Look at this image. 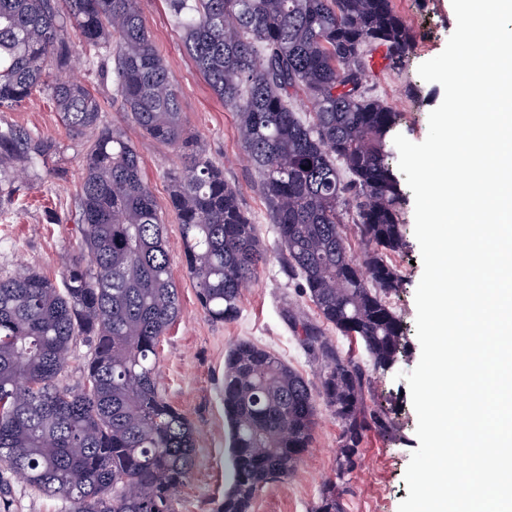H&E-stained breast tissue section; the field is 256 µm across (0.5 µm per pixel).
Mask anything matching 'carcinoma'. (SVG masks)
Returning a JSON list of instances; mask_svg holds the SVG:
<instances>
[{
	"label": "carcinoma",
	"mask_w": 512,
	"mask_h": 512,
	"mask_svg": "<svg viewBox=\"0 0 512 512\" xmlns=\"http://www.w3.org/2000/svg\"><path fill=\"white\" fill-rule=\"evenodd\" d=\"M198 71L235 112L244 153L277 231L278 258L321 324L299 341L320 362L318 386L249 340L224 359L230 460L218 512H249L256 492L295 472L311 447L319 406L339 426L335 478L315 512H344L340 486L371 433L402 440L393 408L366 402L374 375L411 346L391 306L406 276L391 256L407 246L406 193L392 153L404 113L366 87L369 57L404 69L422 42L395 0H167ZM85 59L144 134L173 149L170 207L206 316L237 318L243 290L268 261L224 169L185 128L178 89L140 0H0V110L49 84L64 125L92 134L82 160L80 254L60 284L25 269L0 278V463L59 496L69 512H175L195 460L191 422L162 395L158 346L180 315L165 224L127 135L102 124L88 86L68 76ZM305 96L311 111L294 101ZM58 142L0 126V206L24 176L42 179ZM364 249L359 263L350 237ZM360 343L364 366L321 325ZM92 345L75 388L59 384L71 347Z\"/></svg>",
	"instance_id": "obj_1"
}]
</instances>
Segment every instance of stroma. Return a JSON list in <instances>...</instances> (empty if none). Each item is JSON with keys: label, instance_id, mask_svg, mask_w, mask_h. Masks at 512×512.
<instances>
[{"label": "stroma", "instance_id": "35a3bbf8", "mask_svg": "<svg viewBox=\"0 0 512 512\" xmlns=\"http://www.w3.org/2000/svg\"><path fill=\"white\" fill-rule=\"evenodd\" d=\"M398 11L427 39L403 71L385 69L368 78L379 99L404 112L399 134L422 142L428 133V116L442 101L440 84L423 81L419 65L439 55L456 27L451 0H395ZM142 15L160 55L181 90L180 110L186 130L197 138L204 153L224 168V178L239 191V203L254 224L262 245L271 253L257 280L245 290L235 321L211 322L203 313L196 290L186 270L184 245L175 213L169 205L168 175L178 159L165 147L136 129L127 120L112 89L99 82L77 63L71 77L81 80L98 98L104 126L123 129L141 157L143 172L166 224V247L173 278L179 288L181 313L163 337L159 352L160 390L164 397L196 429L195 466L178 493L177 512H215L227 487L229 465L228 431L224 420V359L240 340L264 346L286 360L307 378H315L318 364L302 349L291 328L292 317L311 322L318 316L313 304L299 294L274 255L277 234L271 223L259 178L240 147L234 113L216 98L188 56L170 17L165 0H140ZM421 91L423 103H414L409 88ZM0 124H13L56 138L60 153L54 172L34 183L8 214H0V277L27 268L51 280L59 278L61 257L76 253L82 230L76 221L81 161L85 138L69 132L48 94L38 93L20 106L0 111ZM415 236H408L399 263L407 281L392 305L411 335L412 355L400 363L397 373L374 384L376 402L393 398L400 408L405 440L391 444L371 436L361 450L359 466L344 485L345 512H398L408 496L404 475L412 452L418 448L417 416L405 373L419 362L416 342L415 291L423 266ZM339 427L328 410H321L312 447L288 480L273 482L260 490L250 512H312L325 483L336 468ZM0 483L11 490L7 512H67V503L26 486L10 469L0 464Z\"/></svg>", "mask_w": 512, "mask_h": 512}]
</instances>
